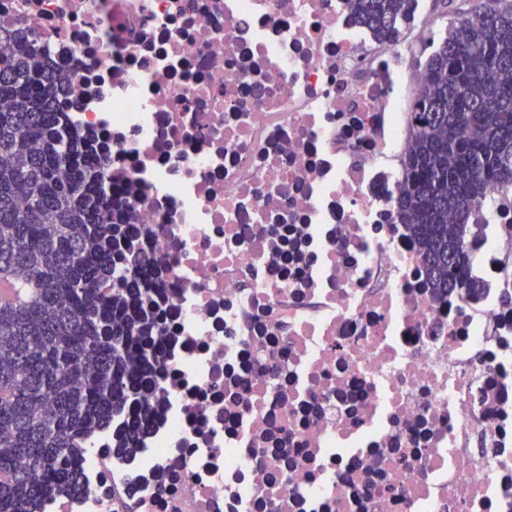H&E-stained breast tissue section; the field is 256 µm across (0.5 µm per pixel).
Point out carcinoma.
<instances>
[{"label":"carcinoma","mask_w":512,"mask_h":512,"mask_svg":"<svg viewBox=\"0 0 512 512\" xmlns=\"http://www.w3.org/2000/svg\"><path fill=\"white\" fill-rule=\"evenodd\" d=\"M377 35L396 31L409 0H348ZM42 50L0 29V512H44L82 490L75 448L126 417L112 447L150 429L146 401L151 282L128 203L112 202L90 131L63 126ZM402 159L397 219L417 240L438 295H475L463 277V227L476 204L512 186V0L460 16L423 67Z\"/></svg>","instance_id":"obj_1"}]
</instances>
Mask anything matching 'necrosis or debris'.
Returning a JSON list of instances; mask_svg holds the SVG:
<instances>
[{
    "instance_id": "obj_1",
    "label": "necrosis or debris",
    "mask_w": 512,
    "mask_h": 512,
    "mask_svg": "<svg viewBox=\"0 0 512 512\" xmlns=\"http://www.w3.org/2000/svg\"><path fill=\"white\" fill-rule=\"evenodd\" d=\"M145 227L162 324L137 452L50 512H512V186L436 297L396 219L425 0H0ZM358 21L376 35L396 31L409 0H347Z\"/></svg>"
}]
</instances>
